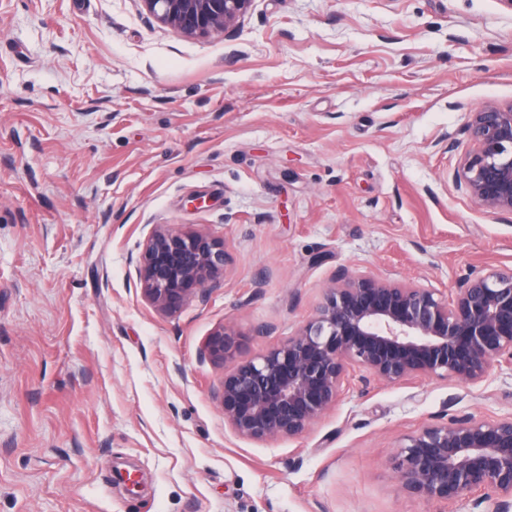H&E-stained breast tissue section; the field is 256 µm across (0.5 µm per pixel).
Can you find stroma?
I'll return each mask as SVG.
<instances>
[{
  "instance_id": "1",
  "label": "stroma",
  "mask_w": 512,
  "mask_h": 512,
  "mask_svg": "<svg viewBox=\"0 0 512 512\" xmlns=\"http://www.w3.org/2000/svg\"><path fill=\"white\" fill-rule=\"evenodd\" d=\"M490 103L512 104L499 0H253L206 39L139 0H0V512H442L394 456L425 424L511 414L512 374L355 383L267 441L215 393L340 271L512 269V213L457 180ZM157 224L227 256L173 314L135 270ZM220 329L238 350L215 364ZM235 346L232 334L225 330L216 331L205 346V356L214 363L224 362L226 355L230 354Z\"/></svg>"
}]
</instances>
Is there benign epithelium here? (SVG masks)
<instances>
[{
    "instance_id": "1",
    "label": "benign epithelium",
    "mask_w": 512,
    "mask_h": 512,
    "mask_svg": "<svg viewBox=\"0 0 512 512\" xmlns=\"http://www.w3.org/2000/svg\"><path fill=\"white\" fill-rule=\"evenodd\" d=\"M160 24L187 37L231 33L252 0H140ZM472 149L459 179L480 206L512 213V105H486L469 124ZM224 242L160 224L137 272L158 311L204 297L223 271ZM232 334L216 331L205 356L224 362ZM512 371V269L470 274L450 288H424L342 272L314 314L279 344L224 375L217 398L240 437L294 438L339 401L356 371L401 384L423 377L476 384ZM394 470L411 495L450 507L474 498L482 512H512V415L429 423L404 438Z\"/></svg>"
}]
</instances>
